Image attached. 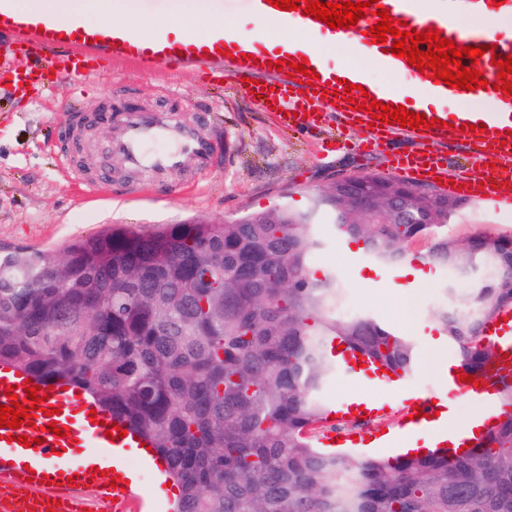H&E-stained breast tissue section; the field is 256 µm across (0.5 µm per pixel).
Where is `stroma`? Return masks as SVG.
<instances>
[{
    "mask_svg": "<svg viewBox=\"0 0 512 512\" xmlns=\"http://www.w3.org/2000/svg\"><path fill=\"white\" fill-rule=\"evenodd\" d=\"M182 91L175 119L212 136L214 125H222L224 136L216 149L223 165L198 176L193 159L170 171L165 191L152 192V176L111 164L104 147L109 138L120 137V119L102 124L101 130L74 160L91 170H112V197L97 198L91 187L69 179L72 158L62 149V138L72 117L57 112L59 102L74 100L79 113H92L107 102L116 111L126 103L151 112L166 104L163 89ZM320 137L302 138L277 128L271 118L244 94L213 90L191 70L141 74L128 65L113 67L109 76L93 83H80L74 76L55 78L40 97H0V245H23L35 249L63 250L74 238L99 230L104 224H135L149 231L158 224L185 220L220 224L244 212H263L281 203L294 209L308 208L316 193L325 189L339 173H382L385 154L363 160L353 155L325 159ZM141 194H131V187ZM448 221L449 237L461 238L476 231L512 235V208L497 212L480 207L469 198L457 197ZM326 242L317 250L312 269L334 271L343 287L342 308L352 314H371L381 323L396 328L402 322L401 303L412 298L419 324L433 323L438 310L452 306L467 311V298L484 280L483 269L459 275L450 267L423 264L419 258L424 244L413 245L408 265L423 269L429 279L413 282L401 268L380 269L369 263L359 245L343 246L341 238L326 232ZM362 277H355V270ZM418 360L402 387L418 397H438L443 385L433 364V352L418 340ZM402 400L386 399L382 418L358 434L348 454L358 460L394 455V448L371 447L383 430L404 425ZM129 467L139 472L137 492L147 512H173V488L167 487L157 467L128 458Z\"/></svg>",
    "mask_w": 512,
    "mask_h": 512,
    "instance_id": "1",
    "label": "stroma"
}]
</instances>
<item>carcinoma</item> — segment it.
<instances>
[{"mask_svg":"<svg viewBox=\"0 0 512 512\" xmlns=\"http://www.w3.org/2000/svg\"><path fill=\"white\" fill-rule=\"evenodd\" d=\"M327 196L222 224H107L61 255L0 250V364L73 383L149 438L178 488L174 512H512V379L462 454L355 461L317 445L329 413L319 394L345 368L334 343L398 378L417 348L368 314L339 316L336 275L310 265L326 225L382 268L419 241L432 265L494 262L474 314H436L460 370L491 376L500 366L486 331L512 309V237L452 239L446 212L435 224H371ZM368 423L341 417L329 429Z\"/></svg>","mask_w":512,"mask_h":512,"instance_id":"1","label":"carcinoma"}]
</instances>
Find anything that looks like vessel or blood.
<instances>
[{
	"label": "vessel or blood",
	"mask_w": 512,
	"mask_h": 512,
	"mask_svg": "<svg viewBox=\"0 0 512 512\" xmlns=\"http://www.w3.org/2000/svg\"><path fill=\"white\" fill-rule=\"evenodd\" d=\"M244 2L247 12L257 19L282 26L286 37L275 43L240 37L238 30L223 20L222 0H191L192 9L215 16L214 27L202 37L186 34L178 38L170 36L162 25L148 31L125 21V14L130 12L144 17L155 14L156 0H87L89 10L108 8L116 14V21L109 25L88 24L81 15L49 21L19 11L16 0H0V68H10L17 54L22 53L27 57L29 77L39 81L63 64L70 73L92 81L111 74L113 63L125 62L145 73L191 67L213 83L229 80L239 84L245 93L258 85L265 93L257 99V106L272 104L270 116L284 130L307 135L323 124L326 112L334 111L342 125L362 130V138L351 146L359 157L366 159L383 151L389 139L402 135L411 139L414 147L389 156L388 164L395 174L415 181L441 180L446 192L474 199L486 208L512 206V193L500 188L502 182L512 183V96L496 90L499 69L491 63L493 54L512 53V39H500L481 30L459 33L453 11L433 8V0H378L381 8L387 9L393 19L407 23L409 29H436L456 46L483 48L478 67L494 87L496 107L489 112H457L448 109L447 104L464 97V90L427 78L406 59L386 52L383 44L372 43L367 31L377 25V16L369 14L356 23L358 54H370L386 73L408 77L423 86L426 96L374 82L357 65L328 64L311 46L314 39L335 37V29L326 23L298 11L274 8L268 0ZM281 60L307 62L318 73V80L311 85L297 83L287 71L275 69V62ZM348 84L354 88L351 100L321 95L325 89L340 94ZM367 95L390 106H405L429 119H440L441 124L411 129L395 121L372 123L369 113L351 108L352 102L362 101ZM121 120L124 133L108 142V156L120 158L129 168L151 172L155 182H162L169 170L181 166L188 157L194 159L198 171L216 169L212 141L194 128L178 125L169 113L131 108L122 112ZM448 142L468 153L469 169L449 172L446 157L438 150L439 145ZM26 378V373L17 370L0 372V405L7 403L10 390L15 391L20 403L30 405L24 388ZM41 391L47 396L43 413L37 414L33 424L20 428L21 434L33 441L31 449L38 462L32 471L14 462L13 455L20 445L12 440L11 429L0 427V512H46L52 499L64 501L68 512H73L72 492L77 484L87 486L101 502L111 504L112 512H132L136 501L132 487L106 486L78 461L55 465V452L75 444L92 449L94 455L115 459L136 448L147 465L155 464V453L142 449L143 438L133 431L121 438H109L107 431L117 426V418L96 409L81 388H66L57 382L42 384ZM50 410L55 413L51 419L46 416ZM51 421L57 426L53 433L47 429ZM26 474L31 480L24 493L11 492V485Z\"/></svg>",
	"instance_id": "1"
}]
</instances>
